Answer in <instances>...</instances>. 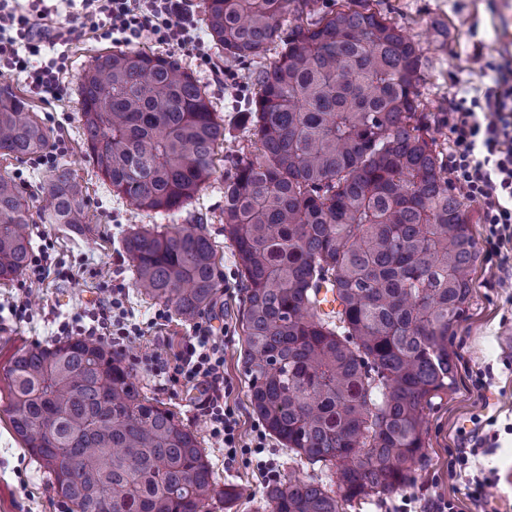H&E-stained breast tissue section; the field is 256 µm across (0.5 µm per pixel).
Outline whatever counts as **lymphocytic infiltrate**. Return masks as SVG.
<instances>
[{"label":"lymphocytic infiltrate","instance_id":"f902f5d3","mask_svg":"<svg viewBox=\"0 0 512 512\" xmlns=\"http://www.w3.org/2000/svg\"><path fill=\"white\" fill-rule=\"evenodd\" d=\"M84 26H57L53 17L59 8L45 0H0V73L29 70L28 89L42 99L61 100L67 93L63 75L65 54L57 53L47 63L28 69L19 54L20 45L30 51L40 47L55 50L56 45L76 40L84 31L102 32L132 44L152 35L158 43L204 50L205 42L195 20L192 0H81ZM492 86L483 95L460 97L451 114L452 149L448 155L450 181L463 188L467 197L480 204L486 226L485 252L489 262L500 270L498 283L512 288V70L495 66ZM102 298L87 313L61 323L63 336H91L121 353L131 339L158 328L168 316L157 309L147 322L130 321L122 286L109 283L101 288ZM138 366L164 378L170 387L188 384L201 387L200 417L210 435L222 440L229 459L261 453L266 433L253 428L243 436L235 412L224 402V339L215 335L211 324L194 328L181 352L174 357L155 348L146 349L136 360Z\"/></svg>","mask_w":512,"mask_h":512}]
</instances>
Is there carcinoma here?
I'll use <instances>...</instances> for the list:
<instances>
[{
  "instance_id": "1",
  "label": "carcinoma",
  "mask_w": 512,
  "mask_h": 512,
  "mask_svg": "<svg viewBox=\"0 0 512 512\" xmlns=\"http://www.w3.org/2000/svg\"><path fill=\"white\" fill-rule=\"evenodd\" d=\"M204 0L226 62L275 52L247 98L256 153L224 173V237L244 290L238 312L250 405L288 453L328 472L265 492L269 512H346L406 484L426 412L453 389L448 335L470 306L475 240L416 87L422 53L366 0ZM81 141L112 192L179 212L210 184L224 144L207 90L176 59L108 51L78 87ZM50 148L28 102L0 90V155ZM41 221L87 231L65 164L44 182ZM24 189L0 174V280L32 255ZM136 291L191 323L224 288L217 245L195 216L123 239ZM336 306L323 308L321 291ZM12 430L72 512H205L220 491L197 433L144 392L104 343L71 337L16 352Z\"/></svg>"
}]
</instances>
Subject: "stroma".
<instances>
[{
  "label": "stroma",
  "instance_id": "obj_1",
  "mask_svg": "<svg viewBox=\"0 0 512 512\" xmlns=\"http://www.w3.org/2000/svg\"><path fill=\"white\" fill-rule=\"evenodd\" d=\"M369 7L402 27L419 45L425 63L418 85L419 99L424 114L436 128L443 153H450L448 114L461 88L482 89L490 85V77L480 73V62L497 65L512 57L501 45L503 22L512 19V0H370ZM115 47V42L97 33H85L66 48V96L50 103L35 98L30 101L32 111L44 118L51 132L57 161L68 164L83 187L90 228L86 236L38 220L46 166L0 157V174L14 176L29 196L34 248L51 246L62 261L43 287L29 292L24 291L21 281H0V512H66L37 461L12 430L6 412L9 394L5 370L19 349L57 340L59 323L92 308L100 297L102 283L124 285L126 308L134 319L144 321L153 316L158 305L134 290L133 274L122 248L123 236L132 229L183 224L191 212L207 217V229L223 251L224 273L231 278L210 316L215 328L228 330L224 339V377L230 392L225 401L236 411L243 434H250L257 421L249 403L241 358L242 338L236 328L243 292L233 277V249L224 237L226 157L249 146L252 138L239 106L249 94V72L230 68L223 53L210 41L205 44L211 56L206 65L190 47L172 51L147 35L137 43L140 51L172 54L206 87L218 115L224 119V145L215 159L217 172L189 212L146 215L114 195L109 183L99 178L79 149L77 89L81 76L95 57ZM497 276L485 253H478L470 307L454 324L448 338V347L456 355V384L427 416L425 456L409 464L411 483L391 498L355 505L350 512H429L439 499L453 502L455 512H479L466 484L467 477L476 475L496 482L500 492L498 512H512V345L503 342L507 334H512V288L499 287ZM15 300L30 304L26 316L19 321L7 309L8 303ZM192 330L191 324L168 317L154 335L131 343L126 355L135 357L149 346L169 353L177 351ZM135 374L149 395L176 407L184 423L197 431L217 485L234 483L243 487L239 499L229 504L214 501L209 512H267L265 463H272L282 479L291 473L302 477L316 474V467L294 460L272 438L267 439L260 455L228 461L223 443L210 436L199 416L198 387L172 389L146 370L136 369ZM480 375L489 384L483 391L474 385ZM478 420L485 423L484 431L492 438L491 447L487 454L470 460L467 468H459V450L466 433Z\"/></svg>",
  "mask_w": 512,
  "mask_h": 512
}]
</instances>
